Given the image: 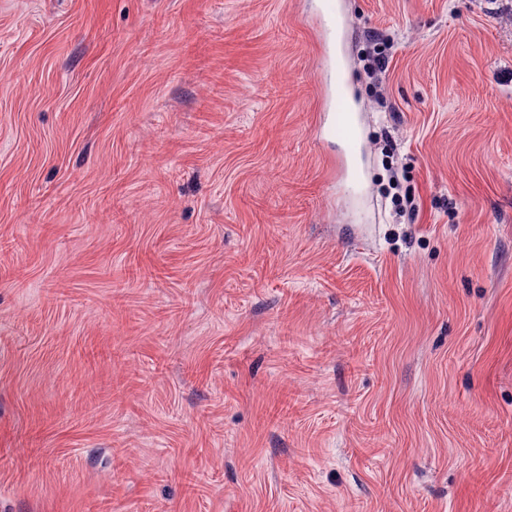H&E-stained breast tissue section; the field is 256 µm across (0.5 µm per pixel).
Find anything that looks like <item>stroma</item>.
<instances>
[{
  "mask_svg": "<svg viewBox=\"0 0 512 512\" xmlns=\"http://www.w3.org/2000/svg\"><path fill=\"white\" fill-rule=\"evenodd\" d=\"M320 5L0 0V512H512V0ZM371 51L367 55V67L372 71L384 70L387 66V59L384 53L386 45V37L378 31L369 35ZM336 108L338 114H342L341 119L346 126V142L345 145L350 149H354L357 143V125L355 115L350 113L348 102L343 94L340 80V66L336 62Z\"/></svg>",
  "mask_w": 512,
  "mask_h": 512,
  "instance_id": "35a3bbf8",
  "label": "stroma"
}]
</instances>
